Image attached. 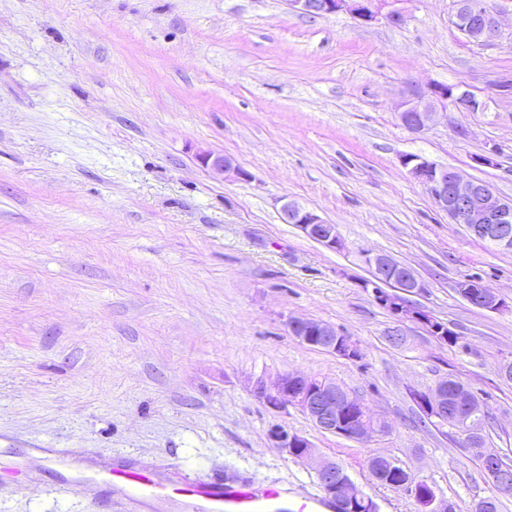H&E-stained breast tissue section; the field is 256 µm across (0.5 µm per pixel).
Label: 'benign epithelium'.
Listing matches in <instances>:
<instances>
[{
	"label": "benign epithelium",
	"instance_id": "7a95c632",
	"mask_svg": "<svg viewBox=\"0 0 512 512\" xmlns=\"http://www.w3.org/2000/svg\"><path fill=\"white\" fill-rule=\"evenodd\" d=\"M407 2L409 0H288V6L292 12L310 18L347 13L366 25L380 20L400 25L407 19ZM454 17L458 28L474 42L485 44L502 35L501 12L488 7L485 0H458ZM440 108L479 112L485 105L459 84L413 85L399 101L397 112L404 128L420 134L428 128ZM195 158L202 167L217 176L243 174L236 161L228 155L200 149ZM399 163L426 188L435 207L452 223L465 225L474 237L491 240L503 250L512 249L511 200L497 195L485 182L468 179L457 170L439 166L418 154H404L399 157ZM281 219L330 250L342 248L336 225L324 222L317 214L293 201L281 206ZM366 264L370 278L362 282V287L372 288L376 302L386 308L396 322V326L385 334L391 346L398 348L407 342L406 322L420 324L444 341L448 334L454 333L448 329V324L410 300L411 296L423 293L426 284L409 266L384 253L366 254ZM457 289L461 294L477 299L480 309L494 313L512 312L511 298L501 296L477 280L461 281ZM285 327L289 335L308 346L344 359L361 356L357 342L337 333L326 323L290 316L285 320ZM447 389V380L444 379L426 390L423 407L430 419L440 422L442 415L448 413ZM253 393L260 402L273 408L298 407L323 433L344 436L355 442H365L374 434L372 429L360 424L344 429L341 412L353 402V398L330 380L289 372L278 376L271 385L262 380L256 381ZM273 440L277 447L285 449L296 459L314 465L323 492L330 498L345 502L348 512H361L363 509L378 512L376 502L360 493L347 473L336 474V462L318 456L307 438L278 429L273 432ZM484 459L493 462L492 482L507 485L512 478V464L496 451L485 452Z\"/></svg>",
	"mask_w": 512,
	"mask_h": 512
}]
</instances>
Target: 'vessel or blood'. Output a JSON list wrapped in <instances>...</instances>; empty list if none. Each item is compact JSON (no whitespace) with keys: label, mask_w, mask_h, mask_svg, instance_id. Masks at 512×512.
I'll return each mask as SVG.
<instances>
[{"label":"vessel or blood","mask_w":512,"mask_h":512,"mask_svg":"<svg viewBox=\"0 0 512 512\" xmlns=\"http://www.w3.org/2000/svg\"><path fill=\"white\" fill-rule=\"evenodd\" d=\"M38 468L53 473L62 491L71 492L86 485L100 490L101 512H114L117 504L160 508L186 502L205 504L207 512H269L277 489L257 483L230 485L211 478L186 479L150 466L130 465L113 460L88 471L72 467L69 452L58 448L38 449ZM34 468L19 453L0 450V487H23Z\"/></svg>","instance_id":"1"}]
</instances>
